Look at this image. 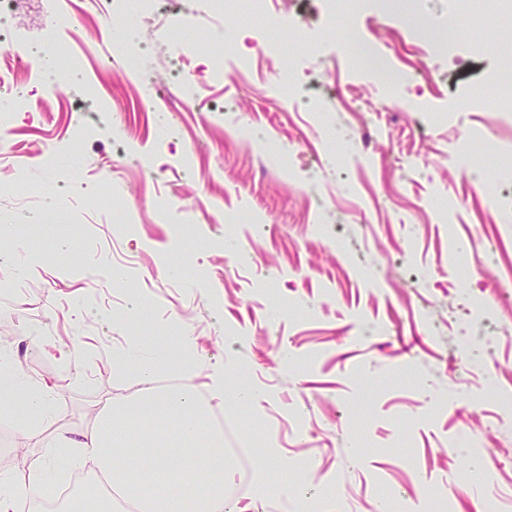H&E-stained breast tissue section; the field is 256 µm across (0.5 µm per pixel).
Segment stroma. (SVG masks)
<instances>
[{
	"label": "stroma",
	"instance_id": "1",
	"mask_svg": "<svg viewBox=\"0 0 512 512\" xmlns=\"http://www.w3.org/2000/svg\"><path fill=\"white\" fill-rule=\"evenodd\" d=\"M267 10L0 9L28 63L0 100L29 102L0 140V251L28 269L0 271V337L55 382L68 427L136 398L121 354L183 323L203 362L171 379L224 391V512H512V112L495 83L512 26L474 27L457 0H366L333 31L323 0ZM363 39L415 81L389 91ZM34 324L51 347L20 342ZM27 444L0 404V469Z\"/></svg>",
	"mask_w": 512,
	"mask_h": 512
}]
</instances>
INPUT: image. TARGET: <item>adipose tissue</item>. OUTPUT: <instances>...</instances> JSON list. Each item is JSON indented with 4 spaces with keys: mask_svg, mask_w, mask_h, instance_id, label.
Instances as JSON below:
<instances>
[{
    "mask_svg": "<svg viewBox=\"0 0 512 512\" xmlns=\"http://www.w3.org/2000/svg\"><path fill=\"white\" fill-rule=\"evenodd\" d=\"M196 351L192 337L156 348L124 351L135 380L147 395L138 400L104 399L79 430H51L54 393L34 379L12 347L0 348V395L21 396L24 433L38 451L29 457L23 478L0 472V512H15L19 500L51 488L71 467L82 466L117 487L134 512H183L178 494L196 480L195 512H224V433L209 423L208 408L195 388L155 389L157 366L175 364Z\"/></svg>",
    "mask_w": 512,
    "mask_h": 512,
    "instance_id": "obj_1",
    "label": "adipose tissue"
}]
</instances>
